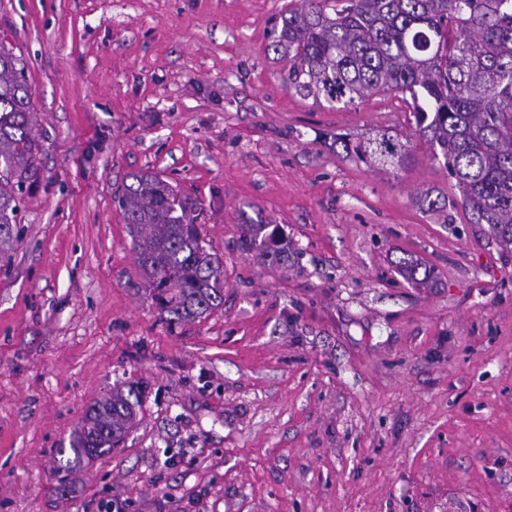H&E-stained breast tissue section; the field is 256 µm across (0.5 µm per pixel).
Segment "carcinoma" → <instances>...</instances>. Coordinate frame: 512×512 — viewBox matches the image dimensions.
<instances>
[{
    "mask_svg": "<svg viewBox=\"0 0 512 512\" xmlns=\"http://www.w3.org/2000/svg\"><path fill=\"white\" fill-rule=\"evenodd\" d=\"M267 50L284 63L288 90L316 104L351 105L380 93L408 94L415 135L430 159L456 180V191L426 189L416 205L444 224L487 225L512 254V0H298L275 19ZM37 111L21 56L0 39V263L21 238L23 196L40 179ZM344 151L394 173L411 160L388 137ZM120 204L138 266L157 291L169 322L205 317L224 304V263L201 237L196 200L150 171L132 175ZM265 224H245L243 250L288 259V241ZM408 279H431L415 257L399 261ZM140 391L112 387L74 430L76 459L112 452L138 417Z\"/></svg>",
    "mask_w": 512,
    "mask_h": 512,
    "instance_id": "cac0c4a2",
    "label": "carcinoma"
}]
</instances>
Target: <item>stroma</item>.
<instances>
[{
    "instance_id": "35a3bbf8",
    "label": "stroma",
    "mask_w": 512,
    "mask_h": 512,
    "mask_svg": "<svg viewBox=\"0 0 512 512\" xmlns=\"http://www.w3.org/2000/svg\"><path fill=\"white\" fill-rule=\"evenodd\" d=\"M290 4L0 0L42 144L0 272V512H512V257L420 212L453 181L402 95L288 91L266 46ZM384 134L414 154L400 175L336 143ZM147 170L224 260L195 322L161 321L136 262L118 198ZM250 222L287 262L242 249ZM129 382L138 423L57 494L59 449Z\"/></svg>"
}]
</instances>
